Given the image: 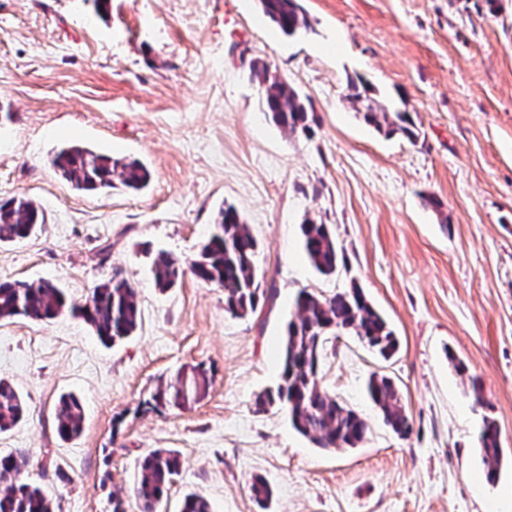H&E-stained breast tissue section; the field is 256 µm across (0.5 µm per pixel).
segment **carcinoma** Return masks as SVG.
Returning a JSON list of instances; mask_svg holds the SVG:
<instances>
[{
	"label": "carcinoma",
	"mask_w": 512,
	"mask_h": 512,
	"mask_svg": "<svg viewBox=\"0 0 512 512\" xmlns=\"http://www.w3.org/2000/svg\"><path fill=\"white\" fill-rule=\"evenodd\" d=\"M263 13L283 34L292 36L310 23L299 0H260ZM265 110L292 135L308 134L314 113L308 111L298 92L283 81L270 77L266 65H252ZM346 98L365 122L387 137L399 135L412 142L417 138L409 113L388 110L362 83L352 81ZM52 166L61 177L81 190L112 187L119 181L131 190H140L150 180V172L137 159L118 160L87 148L72 145L57 152ZM45 223L43 211L24 197L0 202V242L27 238L37 225ZM303 248L312 267L324 276L336 274L344 254L332 225L308 221L301 225ZM257 243L248 225L233 208L221 209L215 231L199 253L179 260L165 252L152 263L155 285L164 290L174 286L189 272L197 279L224 289V310L245 318L265 302L266 290L257 277ZM295 318L286 327L282 350V370L275 388L261 392L255 410L273 407L288 414L291 426L316 446L346 450L363 445L370 432L366 420L344 407L336 396L322 387L319 367L330 337L344 333L358 337L385 360L398 351V340L385 319L368 302L361 289L353 286L330 296L307 290L294 301ZM76 310L105 345L123 340L137 330L141 312L136 289L124 271L113 268L110 275L78 308L70 305L61 288L49 281L0 280V320L24 316L34 321H51L67 310ZM367 393L382 414L384 423L398 436L411 430V423L394 381L377 372L369 376ZM27 408L19 390L0 379V433L18 425ZM56 433L63 441L78 438L83 431L84 408L69 393L59 398L55 413ZM478 448L485 465L486 480L499 478L503 457L500 433L495 420L483 414ZM31 461L21 448L0 452V512H54L52 496L29 477ZM134 495L140 512H158V507L175 477L180 473L179 453L158 449L143 458ZM252 498L261 508L272 497L270 485L262 478L249 484ZM181 512H210L208 501L190 493L183 499Z\"/></svg>",
	"instance_id": "1"
}]
</instances>
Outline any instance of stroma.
I'll use <instances>...</instances> for the list:
<instances>
[{"mask_svg": "<svg viewBox=\"0 0 512 512\" xmlns=\"http://www.w3.org/2000/svg\"><path fill=\"white\" fill-rule=\"evenodd\" d=\"M300 4L310 27L287 36L258 0H111L105 14L94 0H0V201L25 197L46 216L0 243V279L53 281L79 306L119 267L141 311L113 346L69 313L0 320V378L27 405L0 448L27 451L55 512H112L116 496L139 512V462L158 448L182 463L167 512L189 492L212 512H512V0ZM256 60L314 112L310 136L264 112ZM359 78L411 114L415 141L354 111ZM69 145L140 160L150 182L75 189L50 164ZM228 205L272 292L245 318L225 312L219 286L188 275L163 291L151 272L157 251L193 257ZM308 219L345 249L333 276L301 248ZM353 286L399 348L386 361L355 336L327 344L322 386L370 427L361 447L331 451L254 400L278 379L298 292ZM374 372L400 390L406 437L367 396ZM474 381L506 454L494 485ZM64 393L85 413L70 442L55 428ZM256 477L273 490L265 511L248 490Z\"/></svg>", "mask_w": 512, "mask_h": 512, "instance_id": "obj_1", "label": "stroma"}]
</instances>
